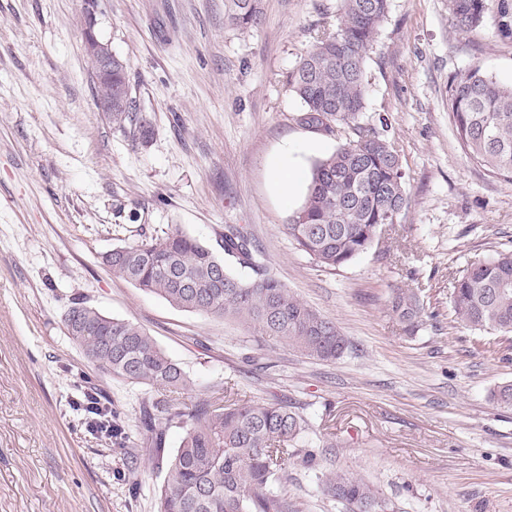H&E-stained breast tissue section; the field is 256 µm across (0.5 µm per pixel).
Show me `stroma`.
Here are the masks:
<instances>
[{"label":"stroma","instance_id":"obj_1","mask_svg":"<svg viewBox=\"0 0 512 512\" xmlns=\"http://www.w3.org/2000/svg\"><path fill=\"white\" fill-rule=\"evenodd\" d=\"M225 0H100L97 30L126 61L144 143L113 125L83 43V0H0V512H156L163 457L132 438L146 394L95 370L64 322L72 301L145 327L191 378L187 401L281 399L310 428L270 490L288 512H342L318 480L372 484L394 512H512V336L455 322L451 282L512 246V179L472 162L452 130L448 76L480 68L512 84V30L498 0L480 27L455 28L448 0H389L366 61L361 124L380 126L408 205L369 250L336 271L298 251L271 169L283 148L303 170L351 138L300 121L288 75L333 29L338 0H260L230 27ZM244 224L289 292L350 342L333 363L301 357L258 328L204 317L115 277L118 246L175 230L214 242ZM427 318L407 335L394 289ZM93 383L129 438L91 431L75 404ZM314 452V463L302 460Z\"/></svg>","mask_w":512,"mask_h":512}]
</instances>
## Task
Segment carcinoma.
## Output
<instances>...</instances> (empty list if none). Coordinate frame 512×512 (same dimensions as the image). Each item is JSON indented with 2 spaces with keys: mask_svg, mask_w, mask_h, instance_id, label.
Masks as SVG:
<instances>
[{
  "mask_svg": "<svg viewBox=\"0 0 512 512\" xmlns=\"http://www.w3.org/2000/svg\"><path fill=\"white\" fill-rule=\"evenodd\" d=\"M487 0H448L456 28L468 32L485 17ZM388 0H339L336 30L318 38L288 75L301 100L302 124L332 134L351 125L354 137L313 163L302 205L289 217L288 235L317 265H348L371 247L383 224H393L407 203L399 160L376 127L357 123L365 109V63ZM226 21L247 29L261 22L258 0H230ZM130 89L127 65L112 57V91ZM448 111L453 132L469 158L494 175L512 178V86L478 68L448 78ZM112 124L130 127L135 140L152 134L151 122L135 111L132 99H112ZM249 269L243 278L227 262ZM112 274L196 314L236 318L300 355L322 362L340 359L346 336L274 278L261 252L237 224L224 225L216 245L178 230L149 242L116 247L102 257ZM451 308L456 320L475 331L512 335V249L470 265L455 278ZM391 310L414 333L424 307L413 293L398 290ZM71 338L98 370L146 392H159L143 405L138 425L141 443L163 451L165 432L176 428L182 440L166 464L157 493L158 512H288L267 492L288 461L289 446L307 421L279 399L224 404V395L181 400L192 381L158 346L142 325L102 314L79 300L64 317ZM499 406L512 407V382L490 393ZM110 435H125L123 422L100 405ZM323 491L347 512H388V503L369 483L343 472L322 474Z\"/></svg>",
  "mask_w": 512,
  "mask_h": 512,
  "instance_id": "obj_1",
  "label": "carcinoma"
}]
</instances>
